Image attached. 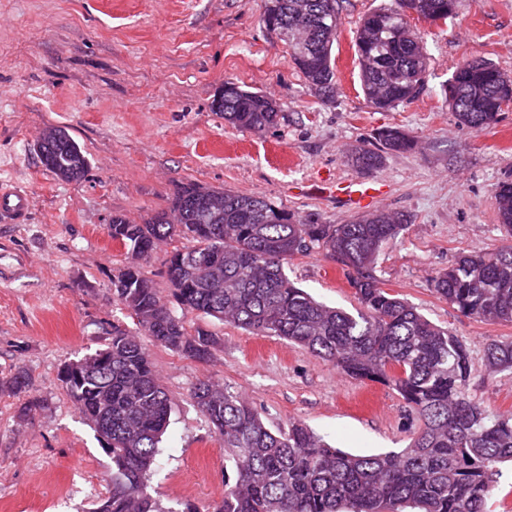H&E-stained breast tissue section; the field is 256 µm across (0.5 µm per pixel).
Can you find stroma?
<instances>
[{"label": "stroma", "instance_id": "1", "mask_svg": "<svg viewBox=\"0 0 512 512\" xmlns=\"http://www.w3.org/2000/svg\"><path fill=\"white\" fill-rule=\"evenodd\" d=\"M388 2L346 0L332 51L335 91L325 100L263 27L264 0H0V182L32 199L27 223H0V512H93L108 496L112 460L59 373L105 348L113 325L136 328L113 295L124 250L108 220L142 223L190 182L262 196L326 224L365 213L336 195L339 183H376L377 210L410 223L381 248L375 275L466 341L470 395L512 412V373L490 376L483 364L485 343L512 339V324L464 317L433 290L456 253L502 241L496 190L512 181V106L491 128L473 130L449 110L444 86L474 56L512 76V0H460L455 17L417 23L430 58L424 87L378 112L361 89L354 40L360 17ZM229 79L275 100L277 127L259 136L213 112ZM48 126L66 127L85 152L83 180H59L39 162ZM384 126L418 146L362 173L350 152ZM285 272L319 301L359 307L325 251L290 258ZM189 320L220 338L209 360L146 345L172 403L151 480L164 512L186 500L213 512L224 491V448L191 397L198 380L227 385L271 426L302 422L357 455L399 450L418 426L386 385L350 378L275 336ZM19 370L28 385L17 392L7 382Z\"/></svg>", "mask_w": 512, "mask_h": 512}]
</instances>
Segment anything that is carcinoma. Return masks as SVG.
<instances>
[{
	"instance_id": "cac0c4a2",
	"label": "carcinoma",
	"mask_w": 512,
	"mask_h": 512,
	"mask_svg": "<svg viewBox=\"0 0 512 512\" xmlns=\"http://www.w3.org/2000/svg\"><path fill=\"white\" fill-rule=\"evenodd\" d=\"M402 2L391 0L365 15L357 28L361 88L380 112L413 100L427 73L420 36L399 14ZM418 2L445 21L459 0ZM342 9L343 0H266L261 16L263 25L277 24L295 68L324 98L334 91L332 47ZM506 82L512 79L492 62L468 59L448 79V107L460 125L487 129L503 110ZM212 110L257 135L279 118L272 98L231 80ZM374 140L351 156L363 172L416 147L396 126L379 129ZM36 153L62 181H79L88 171L86 154L61 126L43 131ZM496 199L502 244L456 254L434 278L433 290L465 317L512 324V182L499 187ZM407 223L405 214L375 212L324 224L260 196L194 183L141 224L112 216L110 237L125 250L113 294L144 335L196 360L208 359L218 343L200 326L187 328L143 272L160 244L187 238L193 245L173 249L166 260L172 296L183 311L278 336L349 377L388 385L420 422L405 448L356 455L299 422L273 430L241 395L199 381L193 398L224 445V493L214 512H487L500 465L512 461V413L494 414L475 401L468 393L467 344L373 274L377 253ZM315 247L341 265L361 305L356 312L328 306L288 279V259ZM484 364L492 375L512 372V341L486 344ZM61 381L98 437L110 438L112 493L94 512H164L147 486L172 407L140 337L112 326L111 342L66 364Z\"/></svg>"
}]
</instances>
